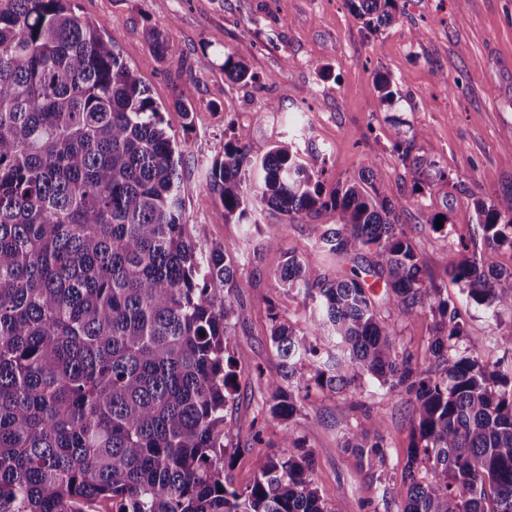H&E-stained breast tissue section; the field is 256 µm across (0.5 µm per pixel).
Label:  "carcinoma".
I'll return each mask as SVG.
<instances>
[{
	"label": "carcinoma",
	"instance_id": "obj_1",
	"mask_svg": "<svg viewBox=\"0 0 512 512\" xmlns=\"http://www.w3.org/2000/svg\"><path fill=\"white\" fill-rule=\"evenodd\" d=\"M370 30L396 0H346ZM147 38L164 60L161 32ZM233 83L257 80L224 56ZM381 100L397 84L376 77ZM194 87L177 94L190 118ZM406 162L415 140L392 124ZM325 158L294 141L229 138L205 163L203 188L224 221L254 224L260 206L288 222L329 212L317 237L366 266L332 274L294 250L277 284L312 304L310 321L270 314L278 372L260 392L253 439L301 411L310 390L358 413L339 448L401 512H512V375L466 354L455 301L426 283L402 229L406 201L383 195L372 163L325 188ZM179 159L162 113L112 38L72 0H0V512H330L310 451L283 430L253 483L231 485L224 409L236 372L228 336L239 318L240 263L230 245L204 253L183 221ZM484 249L464 239L447 273L493 318L512 313V192L475 204ZM389 301L375 305L376 285ZM432 320L428 361L397 339L406 316ZM411 406L412 444L390 463L383 421L363 379ZM401 484L390 486L393 471Z\"/></svg>",
	"mask_w": 512,
	"mask_h": 512
}]
</instances>
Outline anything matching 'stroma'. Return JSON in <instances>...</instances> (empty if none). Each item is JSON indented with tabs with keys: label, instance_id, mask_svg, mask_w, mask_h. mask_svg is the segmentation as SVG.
<instances>
[{
	"label": "stroma",
	"instance_id": "stroma-1",
	"mask_svg": "<svg viewBox=\"0 0 512 512\" xmlns=\"http://www.w3.org/2000/svg\"><path fill=\"white\" fill-rule=\"evenodd\" d=\"M82 19L110 34L124 61L160 105L164 124L181 153L185 222L200 227V248L240 245L248 258L240 273L244 305L229 338L237 372L236 399L226 408L224 429L240 452L231 474L236 488L252 484L260 458L279 445L280 430L267 426L254 443L257 372L275 374L270 314L305 323L302 295L286 293L274 275L285 250L303 254L331 272H347L353 258L335 259L314 249L328 214L296 223L258 209L256 224L225 222L224 209L203 189L204 161L224 153V141L297 137L303 159L323 154L325 186L357 177L378 162L377 183L391 197L407 199L401 222L421 255L424 277L455 301L465 325L468 353L487 363L505 354L484 307L466 299L446 273L456 238L477 235L474 203L512 191V0H398L395 22L379 31L363 27L346 0H74ZM160 31L177 57L160 59L148 29ZM244 60L256 83L230 82L225 55ZM397 83L395 104L381 101L377 74ZM194 86L193 112L174 108L179 87ZM424 130L411 161L399 160L389 135ZM423 185L414 201L415 185ZM448 220L452 234L435 231L430 216ZM282 247L254 253L263 235ZM374 415L385 421L391 457L411 444L410 409L366 386ZM352 418L335 395L312 392L289 426L314 459L313 478L330 512H362L380 499L378 483L358 476L353 457L338 448Z\"/></svg>",
	"mask_w": 512,
	"mask_h": 512
}]
</instances>
